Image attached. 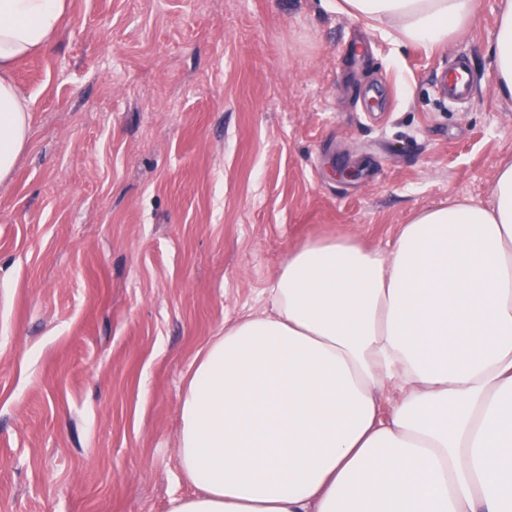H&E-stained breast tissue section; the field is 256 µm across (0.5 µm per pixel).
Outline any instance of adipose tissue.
<instances>
[{
	"label": "adipose tissue",
	"instance_id": "obj_1",
	"mask_svg": "<svg viewBox=\"0 0 512 512\" xmlns=\"http://www.w3.org/2000/svg\"><path fill=\"white\" fill-rule=\"evenodd\" d=\"M69 9L0 0V184L29 131L13 72ZM343 9L442 44L476 0ZM490 53L512 94V0ZM266 300L197 355L178 407L197 491L169 512H512V164L489 205L418 212L388 252L350 233L291 248Z\"/></svg>",
	"mask_w": 512,
	"mask_h": 512
}]
</instances>
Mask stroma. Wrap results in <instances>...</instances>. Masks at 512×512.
Returning a JSON list of instances; mask_svg holds the SVG:
<instances>
[{"mask_svg":"<svg viewBox=\"0 0 512 512\" xmlns=\"http://www.w3.org/2000/svg\"><path fill=\"white\" fill-rule=\"evenodd\" d=\"M338 0H71L15 78L29 144L0 188V512H168L198 351L262 312L291 247L387 251L419 211L488 204L512 163L492 85L503 0L394 41ZM466 56L475 93L434 82ZM355 170L340 180L335 170Z\"/></svg>","mask_w":512,"mask_h":512,"instance_id":"35a3bbf8","label":"stroma"}]
</instances>
